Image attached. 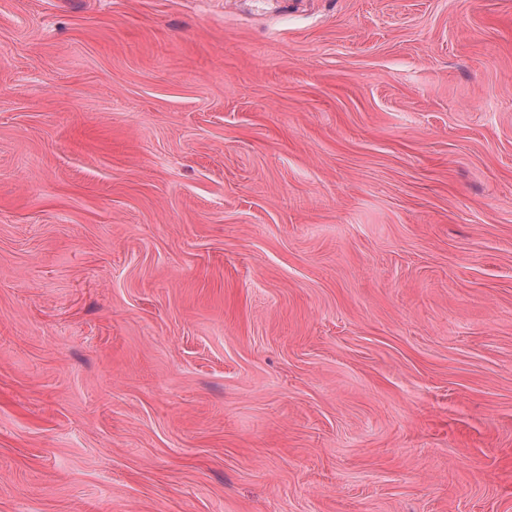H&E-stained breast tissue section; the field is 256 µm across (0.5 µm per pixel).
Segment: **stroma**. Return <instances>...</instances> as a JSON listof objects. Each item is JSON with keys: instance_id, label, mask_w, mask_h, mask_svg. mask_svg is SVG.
I'll use <instances>...</instances> for the list:
<instances>
[{"instance_id": "1", "label": "stroma", "mask_w": 512, "mask_h": 512, "mask_svg": "<svg viewBox=\"0 0 512 512\" xmlns=\"http://www.w3.org/2000/svg\"><path fill=\"white\" fill-rule=\"evenodd\" d=\"M0 512H512V0H0Z\"/></svg>"}]
</instances>
